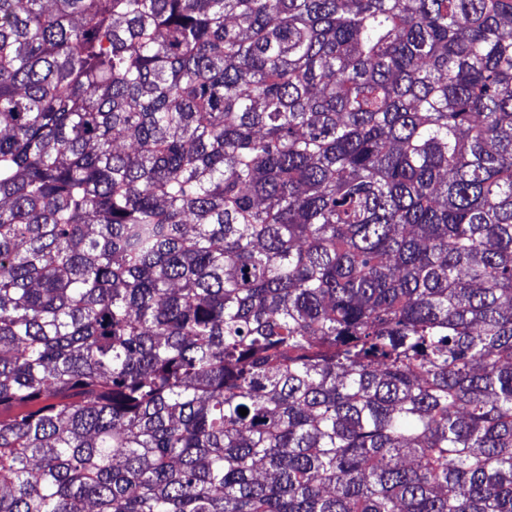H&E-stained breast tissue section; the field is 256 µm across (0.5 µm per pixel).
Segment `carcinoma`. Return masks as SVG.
<instances>
[{
  "instance_id": "1",
  "label": "carcinoma",
  "mask_w": 512,
  "mask_h": 512,
  "mask_svg": "<svg viewBox=\"0 0 512 512\" xmlns=\"http://www.w3.org/2000/svg\"><path fill=\"white\" fill-rule=\"evenodd\" d=\"M0 512H512V0H0Z\"/></svg>"
}]
</instances>
